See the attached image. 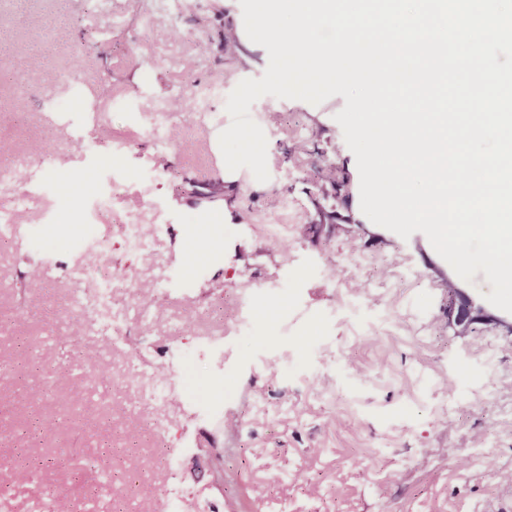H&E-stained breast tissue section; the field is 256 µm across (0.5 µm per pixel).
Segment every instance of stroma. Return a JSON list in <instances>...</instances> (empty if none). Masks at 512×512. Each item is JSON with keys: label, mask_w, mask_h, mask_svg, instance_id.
Here are the masks:
<instances>
[{"label": "stroma", "mask_w": 512, "mask_h": 512, "mask_svg": "<svg viewBox=\"0 0 512 512\" xmlns=\"http://www.w3.org/2000/svg\"><path fill=\"white\" fill-rule=\"evenodd\" d=\"M231 28L244 29L239 0H0V32L23 30L51 69L76 63L81 78L70 99L37 71L14 83L15 58H0V144L47 187L23 201L0 190V209L17 216L0 234V473L34 474L0 493V512H53L57 493L75 512H150L172 482L185 512L214 498L222 512H497L512 503V313L487 301L481 271L403 279L425 263L421 235L362 213L335 120L343 97L259 98L250 116L269 178H225L215 134L231 123L227 97L268 65L250 41L225 58ZM83 96L99 111H81ZM209 182L223 199L199 195ZM102 188L113 197L99 218L113 245L102 275L155 290L146 309L134 290L115 297L113 333L70 317L94 286L58 230L71 199ZM274 216L292 252L267 238ZM130 219L149 252L125 250ZM213 252L190 295L169 292L173 271ZM243 276L263 287L239 333ZM456 287L475 305L464 325ZM205 338L223 339L224 373L202 360L194 376L223 380V419L142 398L147 379L177 378L182 351Z\"/></svg>", "instance_id": "35a3bbf8"}]
</instances>
